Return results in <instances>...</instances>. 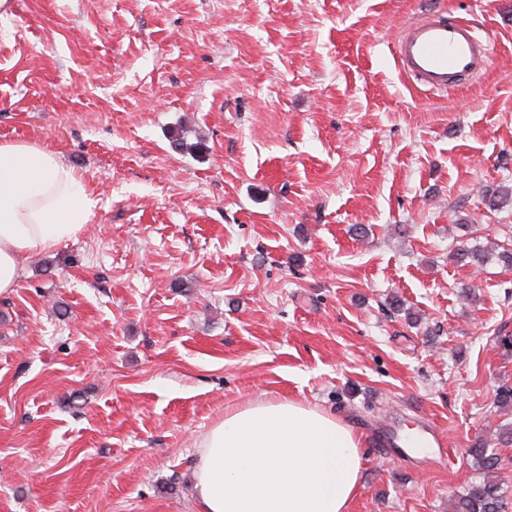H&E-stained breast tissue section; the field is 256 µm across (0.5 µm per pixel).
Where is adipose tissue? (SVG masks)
Returning a JSON list of instances; mask_svg holds the SVG:
<instances>
[{"mask_svg": "<svg viewBox=\"0 0 512 512\" xmlns=\"http://www.w3.org/2000/svg\"><path fill=\"white\" fill-rule=\"evenodd\" d=\"M98 200L49 153L0 144V296L28 258L76 238ZM361 439L344 420L286 399L225 409L199 439L196 512H348L359 489Z\"/></svg>", "mask_w": 512, "mask_h": 512, "instance_id": "ef3b65f1", "label": "adipose tissue"}]
</instances>
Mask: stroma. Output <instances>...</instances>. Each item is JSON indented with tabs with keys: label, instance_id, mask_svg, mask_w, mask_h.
Instances as JSON below:
<instances>
[{
	"label": "stroma",
	"instance_id": "35a3bbf8",
	"mask_svg": "<svg viewBox=\"0 0 512 512\" xmlns=\"http://www.w3.org/2000/svg\"><path fill=\"white\" fill-rule=\"evenodd\" d=\"M440 13L491 62L430 95L393 43ZM1 142L98 206L0 298V512H193L258 398L361 433L348 512H449L481 442L512 504V270L453 259L512 241V0H9Z\"/></svg>",
	"mask_w": 512,
	"mask_h": 512
}]
</instances>
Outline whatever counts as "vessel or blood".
I'll return each mask as SVG.
<instances>
[{
    "mask_svg": "<svg viewBox=\"0 0 512 512\" xmlns=\"http://www.w3.org/2000/svg\"><path fill=\"white\" fill-rule=\"evenodd\" d=\"M404 70L432 91L484 73L487 48L472 27L450 17H425L407 26L396 48Z\"/></svg>",
    "mask_w": 512,
    "mask_h": 512,
    "instance_id": "obj_1",
    "label": "vessel or blood"
}]
</instances>
